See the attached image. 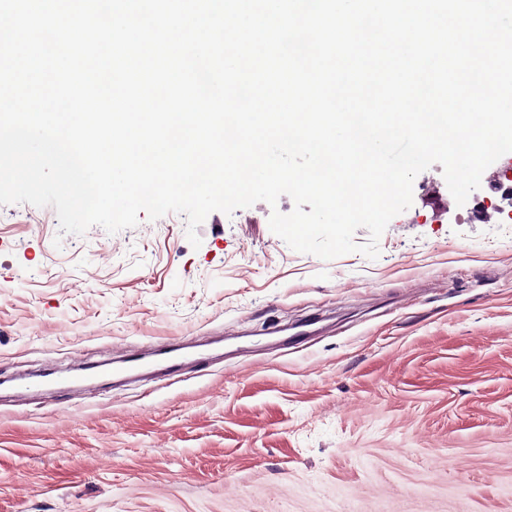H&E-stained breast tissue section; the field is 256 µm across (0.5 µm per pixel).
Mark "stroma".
Instances as JSON below:
<instances>
[{
  "label": "stroma",
  "instance_id": "stroma-1",
  "mask_svg": "<svg viewBox=\"0 0 512 512\" xmlns=\"http://www.w3.org/2000/svg\"><path fill=\"white\" fill-rule=\"evenodd\" d=\"M294 202L60 231L0 205V377L224 351L0 393V512H512V223L414 196L371 259L290 248Z\"/></svg>",
  "mask_w": 512,
  "mask_h": 512
}]
</instances>
